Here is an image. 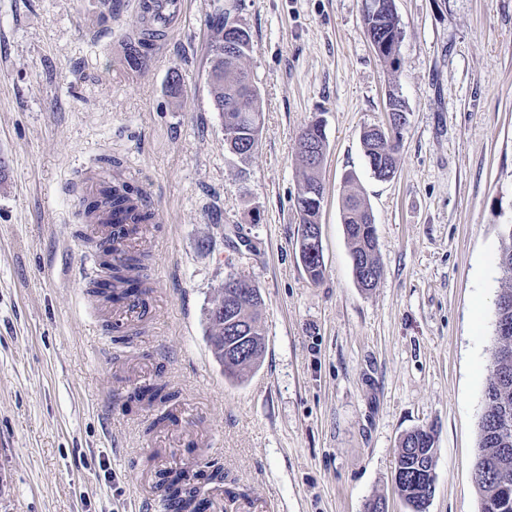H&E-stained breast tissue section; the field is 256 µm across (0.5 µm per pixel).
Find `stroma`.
<instances>
[{
    "label": "stroma",
    "mask_w": 512,
    "mask_h": 512,
    "mask_svg": "<svg viewBox=\"0 0 512 512\" xmlns=\"http://www.w3.org/2000/svg\"><path fill=\"white\" fill-rule=\"evenodd\" d=\"M144 63L135 0H0V512H142L158 472L223 468L250 512H365L398 442L436 432L426 512H479L472 473L495 341L496 267L512 223V0H394L380 59L363 0H238L264 125L247 161L209 94L208 16L184 0ZM185 91L173 95L170 72ZM409 111L399 169L371 173L364 128L387 94ZM322 119L325 273L298 255L297 136ZM112 176L152 196L151 317L115 322L89 291L83 199ZM375 220L383 273L359 288L340 209L346 175ZM259 288L267 345L224 377L205 311L227 273ZM167 385L160 405H128ZM180 459H173L172 449ZM369 0H365V3ZM369 1V9L371 12H378L382 8V2ZM366 11L363 14L365 29L367 25H371V31L374 38L380 45L385 46V50L378 54L380 58L387 61L395 55L399 46V38L401 30L394 9H388L384 14H378L375 17ZM367 32V29H366ZM177 398V394L174 391L167 390L166 385L155 386L148 390H135L129 396L130 403H142L147 401L149 404L154 402L165 404L174 401Z\"/></svg>",
    "instance_id": "obj_1"
}]
</instances>
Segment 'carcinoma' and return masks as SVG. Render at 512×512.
Here are the masks:
<instances>
[{
	"label": "carcinoma",
	"mask_w": 512,
	"mask_h": 512,
	"mask_svg": "<svg viewBox=\"0 0 512 512\" xmlns=\"http://www.w3.org/2000/svg\"><path fill=\"white\" fill-rule=\"evenodd\" d=\"M233 7L220 5L208 19V26L214 36L210 43L209 87L214 109L224 119V144L228 150L242 158L255 151L263 126L260 89L251 73L244 67L243 60L252 50V39L247 29L237 48L224 52V26L232 16ZM364 25L371 26L374 38L385 46L379 57L387 61L395 55L399 46L401 30L395 10L373 16L363 14ZM311 136L326 150L323 123L316 120L301 129L298 134L299 157L304 167L303 179L296 197V211L299 217L300 238L306 230L319 226L322 200L303 207L302 197L306 190L316 188L323 191L318 176L321 163L309 160L304 150L303 138ZM399 132L387 127H374L363 131L362 141L370 169L379 176L383 169L397 171ZM132 196L126 184L115 179L102 181L99 196L87 205L92 214L100 209L107 211L105 223L131 210ZM341 222L350 247L353 274L359 287L369 290L376 286L382 266L377 253V239L374 217L364 197L348 189L343 194ZM100 257L104 277L94 283L93 293L99 297L119 303L131 294L139 297L148 294V275L145 254L114 250L109 243L99 240L95 243ZM299 259L304 270L317 281L324 275V262L309 256L304 243L298 244ZM497 268L502 279L508 283L496 300L495 327L506 324L512 328V224L504 225L501 246L497 256ZM229 278L237 279L235 297L225 302L224 321H214L206 316L208 341L217 361H222L223 351L237 349L240 336L249 337L254 346L250 361L236 368H224V377L241 380L245 372L258 367L266 347V336L261 322L262 299L259 290L244 279L231 273ZM497 345L490 357V374L483 392V408L479 422L478 453L473 469L474 484L481 499V512H512V483L501 484L500 473L512 474V430L507 435L499 433V425L506 421L512 424V333L496 335ZM177 398L167 386H155L148 390H136L129 396V402L165 404ZM436 434L431 427H419L405 433L399 441L397 460L399 486L398 497L409 508V512H424V491L435 480ZM199 474L191 470L165 472L159 488L163 489L166 500L174 512H197L199 507Z\"/></svg>",
	"instance_id": "carcinoma-1"
}]
</instances>
